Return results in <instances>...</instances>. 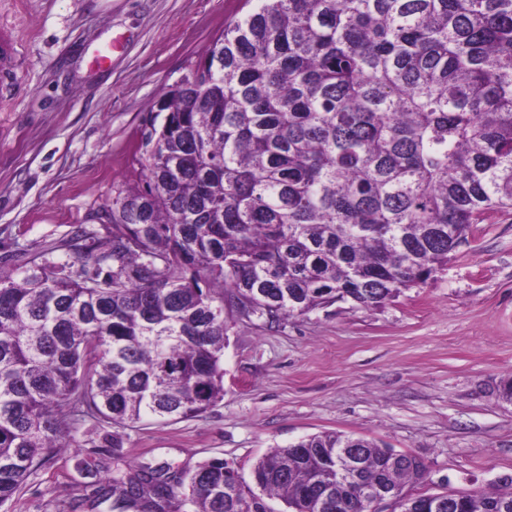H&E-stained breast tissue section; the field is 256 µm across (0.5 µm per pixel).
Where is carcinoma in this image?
Wrapping results in <instances>:
<instances>
[{"label":"carcinoma","mask_w":512,"mask_h":512,"mask_svg":"<svg viewBox=\"0 0 512 512\" xmlns=\"http://www.w3.org/2000/svg\"><path fill=\"white\" fill-rule=\"evenodd\" d=\"M151 111L140 183L101 229L0 269V508L83 425L112 428L109 512H361L390 449L336 432L274 448L250 479L118 467L145 418L224 399V307L269 323L338 300L377 306L426 282L473 226L512 209V0H262ZM360 480L317 506L336 449ZM398 474L423 482L425 462ZM454 512H512L505 485Z\"/></svg>","instance_id":"cac0c4a2"}]
</instances>
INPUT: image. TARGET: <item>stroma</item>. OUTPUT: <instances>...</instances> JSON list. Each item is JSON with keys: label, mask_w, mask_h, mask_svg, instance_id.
I'll return each mask as SVG.
<instances>
[{"label": "stroma", "mask_w": 512, "mask_h": 512, "mask_svg": "<svg viewBox=\"0 0 512 512\" xmlns=\"http://www.w3.org/2000/svg\"><path fill=\"white\" fill-rule=\"evenodd\" d=\"M249 0H0V257L43 252L97 224L140 180L150 108ZM111 46L97 67L94 53ZM224 399L203 416L127 433L131 466L188 469L212 457L250 474L270 449L324 431L424 459L421 490L495 486L512 476V209L487 212L434 278L372 308L339 301L269 324L226 316ZM106 430L54 451L9 512L77 506V459L112 476Z\"/></svg>", "instance_id": "1"}]
</instances>
